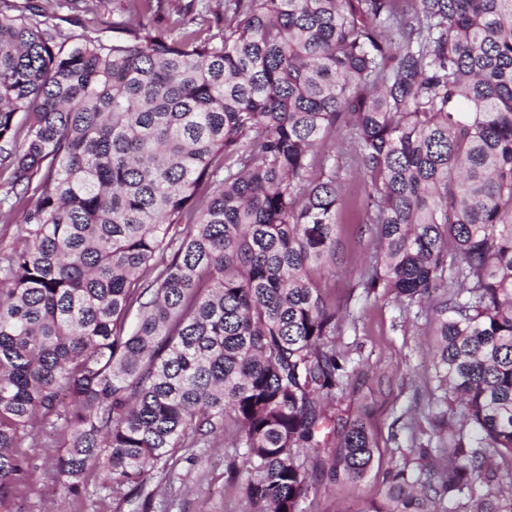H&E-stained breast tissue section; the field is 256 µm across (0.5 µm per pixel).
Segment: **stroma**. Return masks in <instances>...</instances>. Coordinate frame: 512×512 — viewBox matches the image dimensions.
Listing matches in <instances>:
<instances>
[{"label":"stroma","instance_id":"stroma-1","mask_svg":"<svg viewBox=\"0 0 512 512\" xmlns=\"http://www.w3.org/2000/svg\"><path fill=\"white\" fill-rule=\"evenodd\" d=\"M341 165L348 206L336 219V259L324 294L343 319L335 345L347 357L350 377L329 407L348 419L365 417L378 450L365 478L350 484L321 471L324 451L303 449L310 472L303 512H367L383 504L404 465L401 449L427 444L440 412L430 379L436 338L429 306L407 309L383 290L369 293L359 286V273L375 251L374 228L362 221L356 163L345 159ZM236 444V429L227 426L223 443L187 449L172 470L154 473L145 488L148 512H246L234 475L242 467ZM57 454L54 448L32 450L36 482L1 501L0 512H135L136 503L101 489L96 478L81 499L64 498L55 480Z\"/></svg>","mask_w":512,"mask_h":512}]
</instances>
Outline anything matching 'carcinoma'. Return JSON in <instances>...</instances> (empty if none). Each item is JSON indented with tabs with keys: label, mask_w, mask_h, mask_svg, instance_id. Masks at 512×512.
<instances>
[{
	"label": "carcinoma",
	"mask_w": 512,
	"mask_h": 512,
	"mask_svg": "<svg viewBox=\"0 0 512 512\" xmlns=\"http://www.w3.org/2000/svg\"><path fill=\"white\" fill-rule=\"evenodd\" d=\"M162 0L71 35L0 0V164L32 204L0 248V498L61 430L56 482L142 497L179 452L239 428L249 512H302L300 449L358 483L377 442L327 414L349 380L321 279L352 125L361 276L409 307L431 292V379L459 413L454 467L399 470L370 512H434L512 461V0H224L161 24ZM136 312L134 328L127 318Z\"/></svg>",
	"instance_id": "carcinoma-1"
}]
</instances>
